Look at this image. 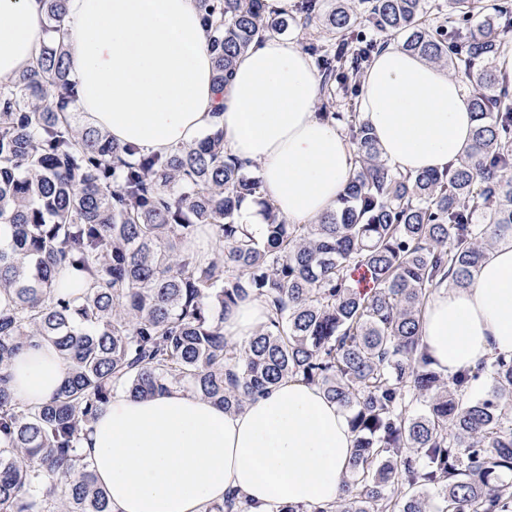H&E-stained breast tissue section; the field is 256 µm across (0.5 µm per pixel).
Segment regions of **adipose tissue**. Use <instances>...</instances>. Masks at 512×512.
<instances>
[{"label": "adipose tissue", "mask_w": 512, "mask_h": 512, "mask_svg": "<svg viewBox=\"0 0 512 512\" xmlns=\"http://www.w3.org/2000/svg\"><path fill=\"white\" fill-rule=\"evenodd\" d=\"M40 16L38 0H0V79L30 68ZM67 42L85 120L118 142L164 155L220 130L290 223L335 208L353 150L317 114L320 77L295 41L262 38L238 57L220 91L197 0H68ZM359 103L383 157L405 172L445 169L472 139L461 83L395 44L367 69ZM268 316L264 301L245 299L225 312L224 333L253 335ZM422 342L450 376L512 355V240L488 253L471 287L433 296ZM65 373L53 345L36 339L15 356L11 388L23 403H42ZM353 448L341 409L291 379L228 412L179 387L148 399L119 391L80 443L112 512H205L230 493L245 497L251 512L328 504Z\"/></svg>", "instance_id": "obj_1"}]
</instances>
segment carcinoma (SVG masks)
Segmentation results:
<instances>
[{
	"label": "carcinoma",
	"instance_id": "1",
	"mask_svg": "<svg viewBox=\"0 0 512 512\" xmlns=\"http://www.w3.org/2000/svg\"><path fill=\"white\" fill-rule=\"evenodd\" d=\"M40 2L46 38L0 82V512H111L78 446L118 389L147 399L177 386L231 411L288 377L342 408L354 453L336 503L274 512H512V357L446 380L421 336L429 299L470 287L512 238V76L497 69L512 3L472 27L484 0H357L378 42L353 36L346 0H296L291 14L198 0L220 88L257 39L328 28L306 49L321 116L355 167L336 209L290 224L221 132L160 156L76 121L68 0ZM391 40L471 86L472 140L444 172L392 167L356 112L364 69ZM247 199L261 206L257 235L239 224ZM203 234L206 253L193 247ZM251 297L268 323L227 339L224 312ZM34 337L67 372L50 401L25 405L9 369ZM207 512L249 506L233 495Z\"/></svg>",
	"mask_w": 512,
	"mask_h": 512
}]
</instances>
